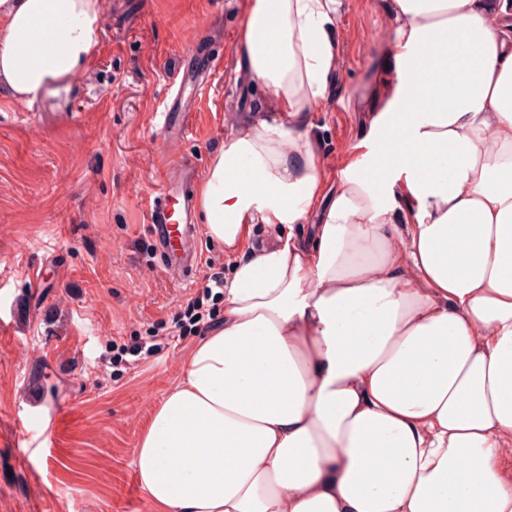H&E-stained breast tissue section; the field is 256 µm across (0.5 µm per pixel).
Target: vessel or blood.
<instances>
[{
    "label": "vessel or blood",
    "mask_w": 512,
    "mask_h": 512,
    "mask_svg": "<svg viewBox=\"0 0 512 512\" xmlns=\"http://www.w3.org/2000/svg\"><path fill=\"white\" fill-rule=\"evenodd\" d=\"M221 48L192 46L175 66L176 90L163 111L153 116L163 140L181 143L192 130L202 105L201 91L221 68ZM199 169L184 159L165 167L160 190L149 200L148 224L160 267L173 282L196 274L202 260V246L196 221L195 184Z\"/></svg>",
    "instance_id": "1"
}]
</instances>
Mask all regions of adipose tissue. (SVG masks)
I'll return each instance as SVG.
<instances>
[{"label":"adipose tissue","instance_id":"1","mask_svg":"<svg viewBox=\"0 0 512 512\" xmlns=\"http://www.w3.org/2000/svg\"><path fill=\"white\" fill-rule=\"evenodd\" d=\"M336 11L245 2L237 49L281 120L228 138L196 199L229 252L275 236L134 450L157 512H512V0H389L383 105L329 194L301 131ZM102 24V0H0V85L25 106L70 82Z\"/></svg>","mask_w":512,"mask_h":512}]
</instances>
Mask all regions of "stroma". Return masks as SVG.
Wrapping results in <instances>:
<instances>
[{"label": "stroma", "mask_w": 512, "mask_h": 512, "mask_svg": "<svg viewBox=\"0 0 512 512\" xmlns=\"http://www.w3.org/2000/svg\"><path fill=\"white\" fill-rule=\"evenodd\" d=\"M87 71L29 106L0 91V512H155L132 465L197 339L176 313L196 278L155 266L148 198L161 186L152 126L170 70L195 38L224 30L238 85L216 74L184 156L207 166L232 133L278 123L237 50L244 15L227 0H102ZM393 24L385 0H339L336 65L302 131L336 187L384 89ZM164 342L112 362L113 347Z\"/></svg>", "instance_id": "obj_1"}]
</instances>
